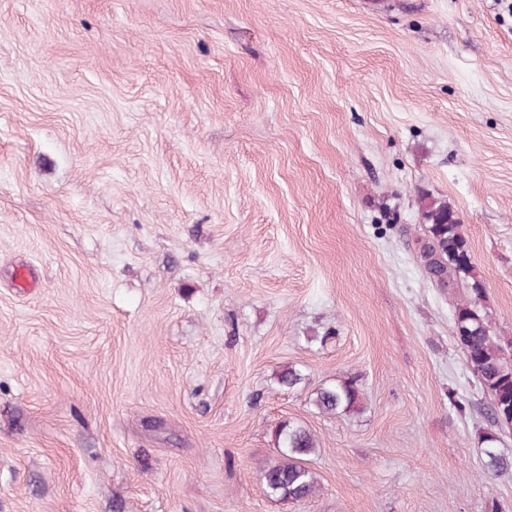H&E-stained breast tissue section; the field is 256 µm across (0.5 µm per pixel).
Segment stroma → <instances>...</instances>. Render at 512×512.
I'll list each match as a JSON object with an SVG mask.
<instances>
[{"instance_id":"stroma-1","label":"stroma","mask_w":512,"mask_h":512,"mask_svg":"<svg viewBox=\"0 0 512 512\" xmlns=\"http://www.w3.org/2000/svg\"><path fill=\"white\" fill-rule=\"evenodd\" d=\"M424 196L512 337V0H0V512H512ZM322 413H354L362 408V397L357 382L346 378L334 385L318 388L311 400ZM280 458L261 470L269 497L280 501H300L316 493L317 480L306 465L317 453V441L309 428L285 422L275 432ZM498 442V436L494 432H486L481 437V444H484V454L487 458V470L494 475L512 470V457H508L499 451L497 448Z\"/></svg>"}]
</instances>
